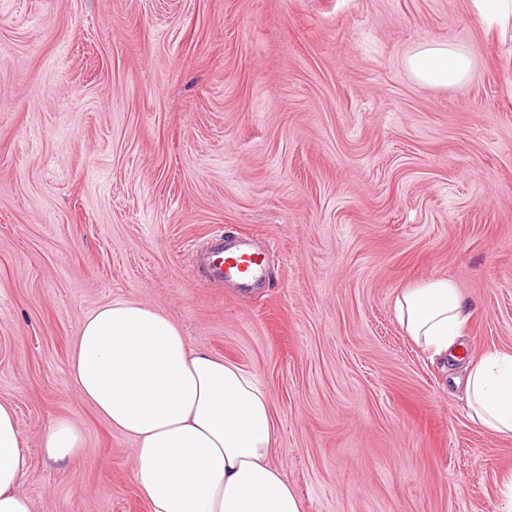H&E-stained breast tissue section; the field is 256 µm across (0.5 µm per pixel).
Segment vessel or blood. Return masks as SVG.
Listing matches in <instances>:
<instances>
[{
	"mask_svg": "<svg viewBox=\"0 0 512 512\" xmlns=\"http://www.w3.org/2000/svg\"><path fill=\"white\" fill-rule=\"evenodd\" d=\"M206 261L211 279L232 281L245 291L254 288L264 271V260L259 253L221 237L209 248Z\"/></svg>",
	"mask_w": 512,
	"mask_h": 512,
	"instance_id": "vessel-or-blood-1",
	"label": "vessel or blood"
}]
</instances>
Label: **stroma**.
<instances>
[{
	"label": "stroma",
	"instance_id": "1",
	"mask_svg": "<svg viewBox=\"0 0 512 512\" xmlns=\"http://www.w3.org/2000/svg\"><path fill=\"white\" fill-rule=\"evenodd\" d=\"M438 42L462 84L410 75ZM218 231L261 288L203 279ZM432 277L470 306L466 358L512 352V0H0V400L33 512H149L133 440L69 378L118 299L256 376L304 512H502L512 438L395 320ZM406 64L418 81L441 87L461 84L470 68L468 56L448 43L427 45L410 55ZM81 431L68 419H58L47 429L43 438L46 457L62 466L71 465L82 454Z\"/></svg>",
	"mask_w": 512,
	"mask_h": 512
}]
</instances>
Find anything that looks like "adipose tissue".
I'll return each mask as SVG.
<instances>
[{
  "label": "adipose tissue",
  "mask_w": 512,
  "mask_h": 512,
  "mask_svg": "<svg viewBox=\"0 0 512 512\" xmlns=\"http://www.w3.org/2000/svg\"><path fill=\"white\" fill-rule=\"evenodd\" d=\"M420 82L461 84L468 56L446 43L410 55ZM405 334L442 362L457 360L470 318L458 285L434 277L394 300ZM73 388L109 426L135 443L134 477L149 512H303L272 461L278 426L270 396L253 376L205 350L189 349L164 312L115 300L83 319L69 364ZM469 417L512 435V353L485 352L462 379ZM14 405L0 400V512H32L19 482L28 468ZM81 431L54 421L43 438L47 458L64 466L82 454Z\"/></svg>",
  "instance_id": "adipose-tissue-1"
}]
</instances>
